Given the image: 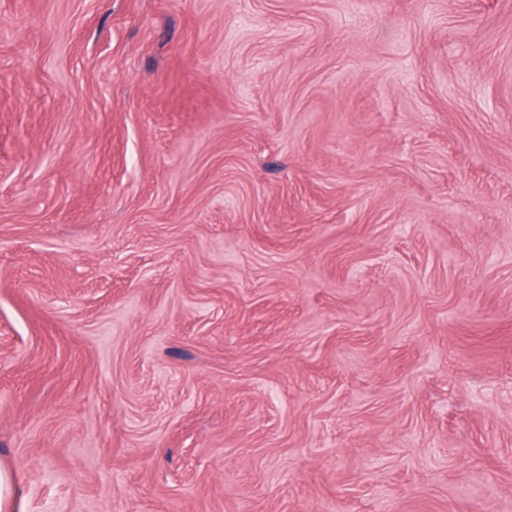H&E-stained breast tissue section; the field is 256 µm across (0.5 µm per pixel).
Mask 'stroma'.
Wrapping results in <instances>:
<instances>
[{
    "instance_id": "1",
    "label": "stroma",
    "mask_w": 512,
    "mask_h": 512,
    "mask_svg": "<svg viewBox=\"0 0 512 512\" xmlns=\"http://www.w3.org/2000/svg\"><path fill=\"white\" fill-rule=\"evenodd\" d=\"M11 512H512V0H0Z\"/></svg>"
}]
</instances>
